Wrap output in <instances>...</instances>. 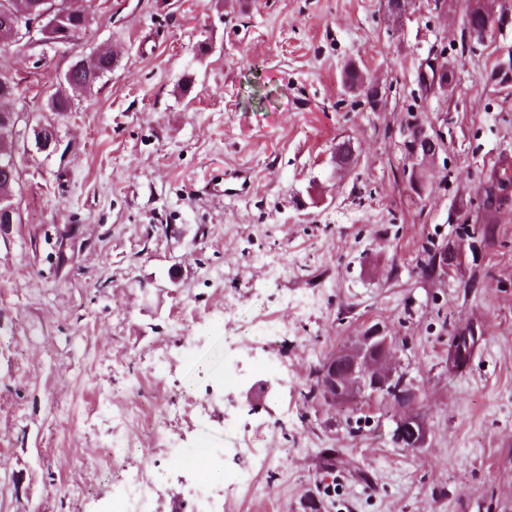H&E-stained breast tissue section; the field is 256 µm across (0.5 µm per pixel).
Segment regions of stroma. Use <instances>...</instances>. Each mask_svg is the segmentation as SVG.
<instances>
[{
    "instance_id": "1",
    "label": "stroma",
    "mask_w": 512,
    "mask_h": 512,
    "mask_svg": "<svg viewBox=\"0 0 512 512\" xmlns=\"http://www.w3.org/2000/svg\"><path fill=\"white\" fill-rule=\"evenodd\" d=\"M473 4L91 0L72 45L0 56L21 108L57 129L49 151L20 142V219L0 230V512H112L113 418L139 390L177 440L131 432L152 454L125 467L164 481L153 512L203 484L179 454L223 450L231 474L256 441L272 462L224 512H512V0L481 43ZM101 48L112 74L48 111ZM432 60L447 86L422 81ZM349 63L377 106L346 89ZM410 125L443 134L418 169ZM223 183L237 195L207 193ZM442 250L449 270L424 271ZM374 324L418 390L419 447L396 445L383 399L332 412L302 396Z\"/></svg>"
}]
</instances>
